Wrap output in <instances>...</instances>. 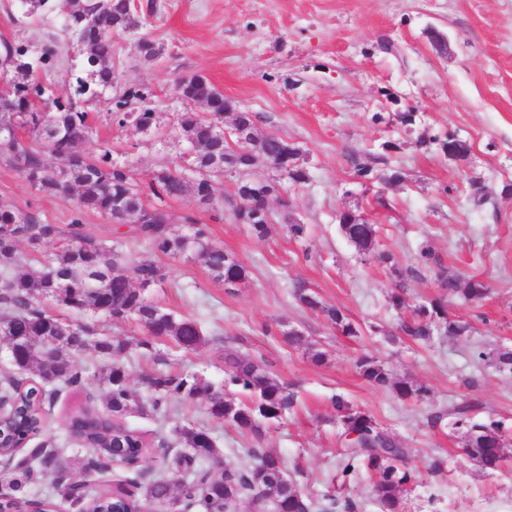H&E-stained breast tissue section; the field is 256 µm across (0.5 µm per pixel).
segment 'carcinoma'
<instances>
[{"mask_svg": "<svg viewBox=\"0 0 512 512\" xmlns=\"http://www.w3.org/2000/svg\"><path fill=\"white\" fill-rule=\"evenodd\" d=\"M132 0H71L62 36L52 34L40 54L30 57L22 43H0V70L13 77L0 82V126L14 128L8 139L0 138V160L9 165L39 191L57 194L77 191L78 212L96 211L112 217L117 224L133 225L132 232L145 244L149 255L129 262L118 244H108L86 237L80 217L62 226L50 224L34 211L20 212L0 207V323L8 327L7 342L14 344L10 363L16 368L0 376V387L11 396L20 384L23 409L14 424L13 438L20 442L42 432L45 423V402L52 401L67 389L83 387L94 380L104 390V410L86 409L69 423L72 437L83 443H94L92 453L72 457L67 448L52 441L43 442L27 455L17 458L15 452L5 454L0 467V486L12 495L11 505L21 507L28 501L24 489L34 485L36 474L52 477L50 490L40 503L53 506L58 496L77 512L93 508L96 512H112V508L148 512H224L247 499L260 510L280 502L289 507L311 509L308 499L293 481L278 478L282 459L262 448H249L253 466L241 470L215 469L211 466L214 449L208 447L209 429L184 426L177 430L183 451L162 457L159 475L136 484L138 498L122 503L112 500L105 491H92L95 475L108 466L112 448L125 450L131 467L136 468L148 453L142 435L129 429L120 418L135 411L152 410L166 417L173 403L204 401L212 420L222 423L231 419L238 429L260 436L264 425L278 422L296 404L289 392L273 375L258 363L228 354L224 359V383L216 386L192 371L148 370L141 377L148 381L146 395L132 390L128 383V351L130 343L112 335V327L129 319L143 328L138 346L148 352L159 341L169 340L184 350H194L205 341L201 323L193 318L178 317L145 297L142 287L158 284L164 279L160 266L152 256L160 253L177 257L183 251L193 252L209 269L214 279L238 283L246 277L243 266L210 243L206 225L195 219L178 235L169 228L168 202L191 197L198 206L209 207L224 199L221 179L235 174L249 176L254 163L239 154L241 138L251 140L254 155L269 161L285 153L299 154V149L276 134L255 136L256 116L251 112L235 115L232 133L235 147L227 148L221 124L224 106L230 102L206 80L193 76L186 86L192 96L213 101V111L196 112L193 108L181 113L179 128L194 155L190 156L189 178L181 167H162L152 179L139 184L126 166L112 162L110 151L98 156L81 154L64 167L57 160L68 154L72 145L86 139L92 131V115L85 105L99 96L98 89L114 83L112 71V38L138 25ZM83 57L91 81L78 79L80 100L56 98L40 78L39 71L51 67L59 55L60 39ZM152 93L146 87H130L112 100V118L122 124L133 119L143 131L155 127L156 113L150 106ZM224 158V168H212V155ZM233 217L250 227L262 239L267 225L259 210H240ZM345 238L361 252L372 250L375 225L355 216L339 225ZM56 244L50 254L45 248ZM24 250H19V247ZM424 261L438 268L439 288L450 298L462 297L479 301L488 293V286L476 279L448 274L442 265L422 253ZM400 285L390 300L397 309L409 308V318L399 329L414 339H428L441 329L450 336H461L470 325L449 315L445 300L407 306L406 283L416 278V269L393 268ZM295 295L304 306L318 310L346 336H357L359 330L341 310L324 306L308 288L295 285ZM65 309L77 316L75 320L52 314L51 307ZM93 349L104 361V370L94 373L74 365L71 355ZM478 359L500 367H512V350L496 348L481 351ZM359 372L371 385L390 388L402 398H425L427 389L407 381L394 380L391 374L370 359L358 363ZM31 372V382L21 374ZM345 433H356L355 446L348 448V461L343 476L357 468L375 477L374 495L380 512H403L402 495L418 479L407 465L406 450L373 419L353 409L341 395L331 400ZM466 454L485 471L497 470L504 459V442L498 424H474L466 431ZM80 470L84 480L73 477Z\"/></svg>", "mask_w": 512, "mask_h": 512, "instance_id": "1", "label": "carcinoma"}]
</instances>
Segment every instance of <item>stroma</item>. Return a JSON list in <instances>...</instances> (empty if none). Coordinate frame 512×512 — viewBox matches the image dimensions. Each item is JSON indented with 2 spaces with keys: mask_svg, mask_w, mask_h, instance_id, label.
<instances>
[{
  "mask_svg": "<svg viewBox=\"0 0 512 512\" xmlns=\"http://www.w3.org/2000/svg\"><path fill=\"white\" fill-rule=\"evenodd\" d=\"M23 12L19 0H0V41L36 52L60 29L66 2L53 0L52 10L35 20ZM140 19L138 28L112 39L115 84L93 107V131L80 151L95 156L110 148L113 162L128 166L140 183L161 167L185 165L189 145L178 125L185 105L176 85L200 74L235 109L254 113L259 133L298 147L297 162L309 179L290 185L285 171L257 161L253 177L279 189L261 240L221 204L205 210L189 198L170 202L175 228L190 216L207 224L211 243L247 274L228 287L201 261L159 254L155 260L165 278L146 292L176 315L200 321L208 338L192 351L160 343L169 369L191 370L217 384L225 354L236 353L295 392L293 410L259 437L216 423L201 401L173 405L163 421L135 412L123 424L152 443L166 436L175 451L179 428H209L225 468L251 466L249 449L264 448L282 458L317 512L333 498L352 500L359 512H379L369 473L347 480L341 475L344 427L330 403L340 394L407 448L420 479L403 498L405 512H512V372L476 357L481 349L512 348V196L501 192L512 181V0H156L154 13L142 12ZM383 37L400 46V55L379 49ZM145 38L159 47L157 57L144 58L139 43ZM86 75L82 58L68 50L41 77L56 94L71 98L77 78ZM141 85L153 92L156 128L146 133L112 124V97ZM400 112L415 113V124L402 126ZM448 130L471 143L466 161L448 159L430 142V135ZM387 141L394 144L388 153L382 150ZM381 153L388 163L378 173L399 169L403 182L363 185L355 163H370ZM474 181L488 195L480 207L469 197ZM1 205L67 224L77 194H44L0 162ZM344 211L375 225L373 253L361 254L340 234L337 216ZM294 223L306 225L303 238L290 236ZM117 229L105 214L83 215L87 236L122 241L129 258L144 255L133 234L121 236ZM425 250L446 272L490 289L480 301L449 304V313L471 326L464 336L437 334L416 342L398 328L390 302L393 267L422 272L407 283L408 304L441 293L423 268ZM382 252L392 264L379 261ZM297 281L325 305L343 310L359 336L343 335L296 301ZM291 330L302 332L304 345L288 343ZM315 348L325 352V363L312 361ZM363 357L395 379L426 386L427 397L405 399L371 386L357 369ZM103 406L92 381L60 394L46 406L43 434L30 447L51 438L80 452L66 423L82 409ZM461 406L472 421L499 423L506 459L497 471L479 469L465 454L464 432L454 425ZM436 412L444 418L434 425L429 417Z\"/></svg>",
  "mask_w": 512,
  "mask_h": 512,
  "instance_id": "1",
  "label": "stroma"
}]
</instances>
